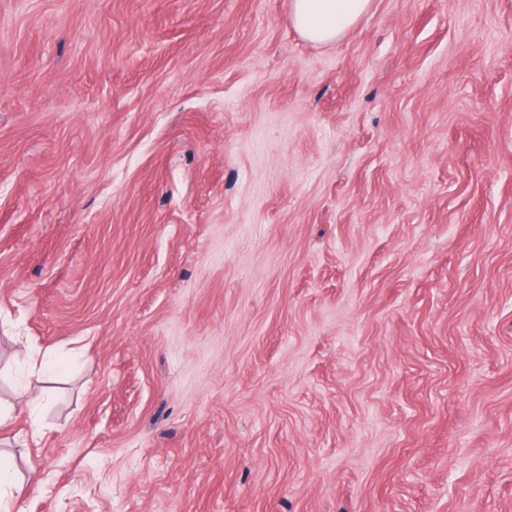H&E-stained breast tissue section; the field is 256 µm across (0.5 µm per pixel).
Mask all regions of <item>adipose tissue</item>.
<instances>
[{"instance_id": "adipose-tissue-1", "label": "adipose tissue", "mask_w": 512, "mask_h": 512, "mask_svg": "<svg viewBox=\"0 0 512 512\" xmlns=\"http://www.w3.org/2000/svg\"><path fill=\"white\" fill-rule=\"evenodd\" d=\"M371 0H292L290 21L306 40L331 43L368 12Z\"/></svg>"}]
</instances>
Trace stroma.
Masks as SVG:
<instances>
[{
    "label": "stroma",
    "mask_w": 512,
    "mask_h": 512,
    "mask_svg": "<svg viewBox=\"0 0 512 512\" xmlns=\"http://www.w3.org/2000/svg\"><path fill=\"white\" fill-rule=\"evenodd\" d=\"M290 10L0 0V512H512V0ZM371 0H292L290 21L308 41L332 43L368 12Z\"/></svg>",
    "instance_id": "1"
}]
</instances>
